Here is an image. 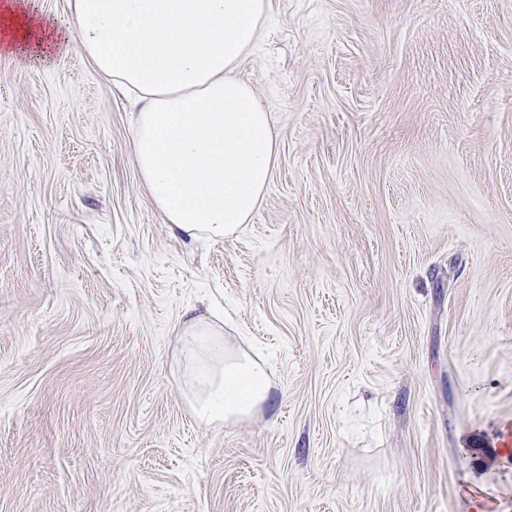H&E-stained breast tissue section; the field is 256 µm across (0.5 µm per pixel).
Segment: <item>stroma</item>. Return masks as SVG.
I'll return each instance as SVG.
<instances>
[{"label": "stroma", "instance_id": "35a3bbf8", "mask_svg": "<svg viewBox=\"0 0 512 512\" xmlns=\"http://www.w3.org/2000/svg\"><path fill=\"white\" fill-rule=\"evenodd\" d=\"M266 196L186 244L78 41L0 54V512H512V0H269ZM224 309L272 400L204 424ZM212 321H181V393L195 416L211 424L247 415L269 397L267 376L257 362L224 350V336Z\"/></svg>", "mask_w": 512, "mask_h": 512}]
</instances>
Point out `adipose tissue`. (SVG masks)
I'll return each instance as SVG.
<instances>
[{"mask_svg":"<svg viewBox=\"0 0 512 512\" xmlns=\"http://www.w3.org/2000/svg\"><path fill=\"white\" fill-rule=\"evenodd\" d=\"M268 0H69L57 20L30 0H0V52L46 64L79 39L85 56L132 99L133 164L172 231L196 242L235 238L271 183L278 154L271 116L240 66ZM181 392L211 424L269 397L257 362L224 348L201 317L183 320Z\"/></svg>","mask_w":512,"mask_h":512,"instance_id":"adipose-tissue-1","label":"adipose tissue"}]
</instances>
